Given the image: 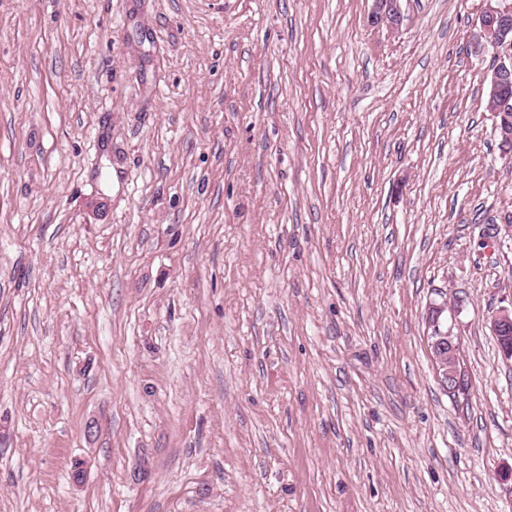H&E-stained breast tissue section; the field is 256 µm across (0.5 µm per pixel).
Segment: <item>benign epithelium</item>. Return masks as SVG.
Masks as SVG:
<instances>
[{
    "instance_id": "benign-epithelium-1",
    "label": "benign epithelium",
    "mask_w": 512,
    "mask_h": 512,
    "mask_svg": "<svg viewBox=\"0 0 512 512\" xmlns=\"http://www.w3.org/2000/svg\"><path fill=\"white\" fill-rule=\"evenodd\" d=\"M403 0H373L371 24L396 30L402 24ZM485 9L478 18V26L471 41V51L483 52L491 46L500 57L490 69L489 110L496 117L497 128L503 137H512V6L499 7L495 0H484ZM426 323L430 330L428 339L436 372L446 392L458 397L468 391V380L461 366V349L458 337L448 329V298L429 301ZM491 334L507 361L512 362V307L501 308L490 320Z\"/></svg>"
}]
</instances>
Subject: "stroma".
<instances>
[{
    "mask_svg": "<svg viewBox=\"0 0 512 512\" xmlns=\"http://www.w3.org/2000/svg\"><path fill=\"white\" fill-rule=\"evenodd\" d=\"M371 7L0 0V512H512L484 3ZM371 24L393 31L402 24L404 14L402 2L405 0H372ZM441 294V300H430L427 305L428 339L442 386L449 395L459 397L467 393L468 380L461 366L460 341L448 329V298Z\"/></svg>",
    "mask_w": 512,
    "mask_h": 512,
    "instance_id": "1",
    "label": "stroma"
}]
</instances>
